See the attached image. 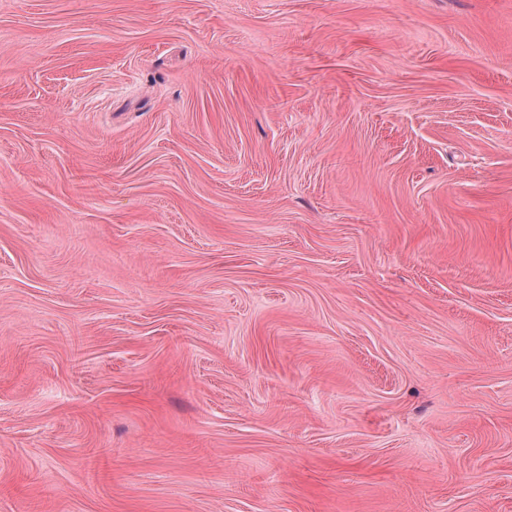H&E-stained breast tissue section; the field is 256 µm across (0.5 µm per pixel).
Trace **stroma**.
Wrapping results in <instances>:
<instances>
[{
	"label": "stroma",
	"mask_w": 512,
	"mask_h": 512,
	"mask_svg": "<svg viewBox=\"0 0 512 512\" xmlns=\"http://www.w3.org/2000/svg\"><path fill=\"white\" fill-rule=\"evenodd\" d=\"M0 512H512V0H0Z\"/></svg>",
	"instance_id": "35a3bbf8"
}]
</instances>
